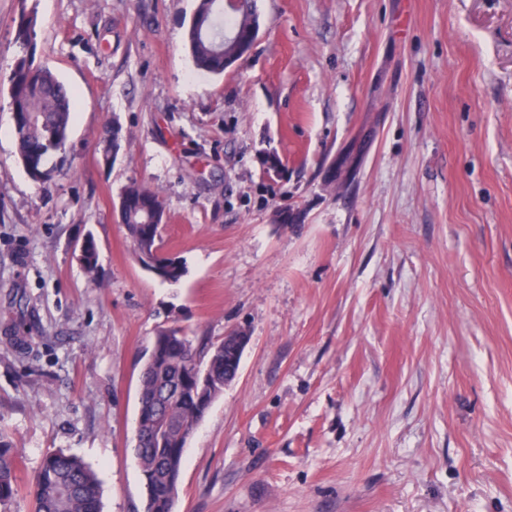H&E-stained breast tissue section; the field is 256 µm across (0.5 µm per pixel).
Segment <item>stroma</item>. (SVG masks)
I'll use <instances>...</instances> for the list:
<instances>
[{"instance_id":"1","label":"stroma","mask_w":512,"mask_h":512,"mask_svg":"<svg viewBox=\"0 0 512 512\" xmlns=\"http://www.w3.org/2000/svg\"><path fill=\"white\" fill-rule=\"evenodd\" d=\"M25 8L78 99L43 187L10 114ZM195 8L0 0V433L21 454L0 512H33L53 450L96 471L100 512H143L139 379L171 327L250 337L175 512H512V0H257L221 75L186 47ZM132 183L166 198L178 283L132 255ZM121 141L122 128L120 124L117 121H112V124H107L101 136V151L105 163L111 162L116 158L121 149ZM86 247L83 254L77 258L88 280L98 283V252L93 236L89 235L85 239Z\"/></svg>"}]
</instances>
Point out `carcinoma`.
Returning <instances> with one entry per match:
<instances>
[{
    "mask_svg": "<svg viewBox=\"0 0 512 512\" xmlns=\"http://www.w3.org/2000/svg\"><path fill=\"white\" fill-rule=\"evenodd\" d=\"M255 0H246L245 11L224 12V0H198L186 34L188 50L197 69L214 75L224 73V56L235 52L225 34L245 32ZM36 19L16 32L19 57L8 76L17 155L20 162L39 161L45 170L43 182L51 180L64 161L74 96L50 70L33 64ZM122 128L116 121L106 125L101 136L104 162L116 158ZM120 211L133 256L144 268L159 259L157 253L137 246L149 241L162 249V225L153 223V213H166L162 193L138 184L126 186ZM88 280L98 283V252L93 236L78 258ZM187 274L184 261L175 256L162 273L163 283H178ZM242 355L234 341L194 345L180 328L157 332L142 371L138 393L139 445L135 448L146 494L147 512H173L181 480L185 448L192 433L213 402L224 392V383L237 377ZM17 452L0 434V503L16 492ZM34 512H100V486L96 473L77 457L61 450L46 454L32 492Z\"/></svg>",
    "mask_w": 512,
    "mask_h": 512,
    "instance_id": "obj_1",
    "label": "carcinoma"
}]
</instances>
